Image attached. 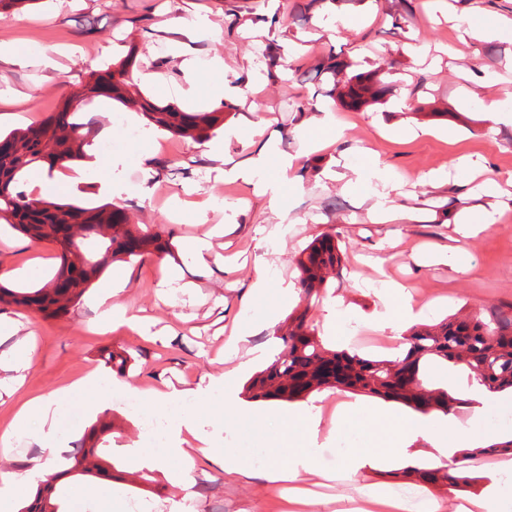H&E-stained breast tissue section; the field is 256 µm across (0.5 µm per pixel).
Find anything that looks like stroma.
Returning a JSON list of instances; mask_svg holds the SVG:
<instances>
[{
  "instance_id": "35a3bbf8",
  "label": "stroma",
  "mask_w": 512,
  "mask_h": 512,
  "mask_svg": "<svg viewBox=\"0 0 512 512\" xmlns=\"http://www.w3.org/2000/svg\"><path fill=\"white\" fill-rule=\"evenodd\" d=\"M304 0H40L21 9L0 11V42L22 51L20 61H0V132L38 125L60 111L63 101L90 72L132 59L133 84L140 94L179 109L211 111L229 103L224 125L208 138L221 160L196 149L193 142L157 130H145L134 111L98 98L88 110L98 134L90 160L80 161L87 174L61 177L63 200L89 207L108 203L103 185L107 166L92 158L123 156L126 192L121 206L133 224L168 237L172 253L122 261L127 275L113 304L144 321L146 334L117 326L104 334L90 328L101 316L93 297L105 284L95 280L80 302L64 316L46 318L13 305L0 304V323L15 337L0 339V353L15 339L33 337L21 389L0 400V436L9 435L14 414L26 400L63 389L104 371L103 349L125 352L130 366L123 382L142 390L171 384L192 387L222 377L224 389L242 393L251 373L226 375V358L234 349L231 335L274 353V333L301 305L297 259L316 238L335 235L345 256L339 280L314 306L308 321L327 346L347 348L353 341L349 323L370 328L384 311L383 279L403 283L408 292L430 289L421 321L433 324L457 313L477 314L512 303V223L494 224L467 243L453 242L449 212L479 205L489 212L512 214V127L495 124L484 110L488 99L512 100V34L461 43L465 28H491L512 19V0H447L446 15L433 16L430 0H320L307 21L297 15ZM207 15L211 25L198 31L191 20ZM280 19L269 27L270 16ZM50 50L52 65L39 53ZM351 62L353 72L382 69L391 90L377 104L352 111L330 96V83L309 80L317 62L328 54ZM220 57L224 66L213 70ZM194 60L186 70L184 60ZM410 106L397 110L400 98ZM307 102L296 111L295 102ZM266 124L274 146L269 167L283 155L296 158L291 181L278 184L289 206H271L255 184L225 178V171L257 157L261 143L249 133L251 122ZM342 124L336 143L313 154L303 149L312 131ZM144 130L143 139L131 138ZM376 158L402 181L396 202L407 219L372 223L368 210L377 183L367 165ZM360 171L357 190L327 178L329 168ZM443 170L448 180L434 187L423 173ZM210 204L209 223L225 226L214 239L208 268L196 265L183 245L204 236L209 224L196 221L194 204ZM59 248L34 242L9 227L0 228V272L15 271L7 287L32 286L52 275ZM269 268L266 292L253 296L257 265ZM178 282L175 290L164 280ZM293 288L281 298L280 284ZM341 314L328 322L330 304ZM430 387L447 389L463 404L451 408L457 428L478 445L512 439V425L493 423L489 410L512 405L508 393L491 397L469 383L464 370L432 369ZM60 409L61 423L48 438L30 436L0 443V472L17 481L29 479L28 461L40 456L50 468L74 451L85 428L111 414L113 428L103 446L118 470L137 471L134 480L102 486L67 480L69 498L93 504L96 512H117L135 502L140 512H283L275 483L262 471L276 425L253 426L243 412L228 411L216 400L197 410L204 430L220 442L255 451L250 475L225 474L219 462L198 460L186 469L170 449L146 443L139 420L118 406L102 388L73 394ZM77 424H70L71 414ZM393 465L380 460L362 464L355 475L321 490L323 499L345 504L361 486L384 491L394 486ZM189 494H182V485ZM427 500L439 512H455L459 501L478 498L485 512H498L500 481L483 480L470 491L451 486L426 487Z\"/></svg>"
}]
</instances>
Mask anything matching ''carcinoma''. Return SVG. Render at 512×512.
<instances>
[{
    "instance_id": "1",
    "label": "carcinoma",
    "mask_w": 512,
    "mask_h": 512,
    "mask_svg": "<svg viewBox=\"0 0 512 512\" xmlns=\"http://www.w3.org/2000/svg\"><path fill=\"white\" fill-rule=\"evenodd\" d=\"M352 64L336 54L321 59L315 76L334 80L332 91L340 104L359 109L382 100L389 90L379 75L355 73L344 84L336 77ZM126 66L89 74L88 80L72 93L58 116H49L37 126L0 135L11 150L0 152V222L33 241H52L60 249L55 275L38 288L0 287V303L56 317L79 302L89 285L116 260L164 254L168 241L160 234L138 232L127 213L112 205L83 207L46 201L30 196L22 177L30 172L53 171L64 162L86 157L94 142L95 118L86 117L80 106L106 97L137 107L148 125L183 138L199 140L224 124V113L184 112L171 104L136 98L129 92ZM305 306L288 316L277 330L281 340L273 362L250 379L246 388L254 401H296L321 388L363 393L400 402L425 413H448L451 403H460L448 391L429 389L424 376L429 366L462 367L468 380L477 382L490 394L512 392V306L498 308L490 315H453L436 324L411 328L403 336L402 350L393 359L364 358L350 349L327 347L308 325V310L320 302L331 280L343 269V253L332 236L310 244L297 260ZM112 430V419L103 415L84 434L80 448L64 455L54 478L112 477V460L98 447L101 436ZM492 453L512 456V439L493 443L474 456L465 454L464 463L453 468L430 465L407 467L393 477L413 485L447 482L460 490L481 480L472 462ZM62 512L59 489L54 482L41 486L21 512H44V502Z\"/></svg>"
}]
</instances>
